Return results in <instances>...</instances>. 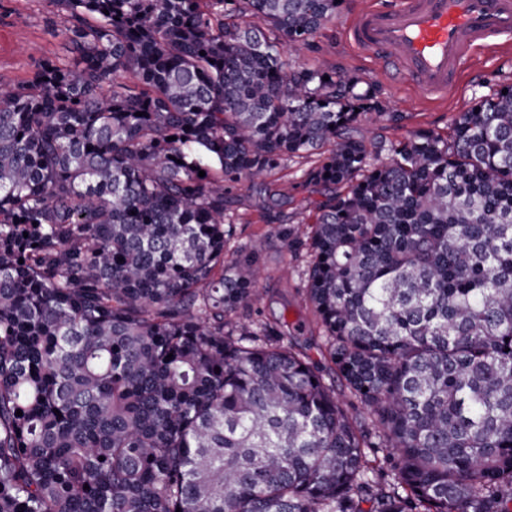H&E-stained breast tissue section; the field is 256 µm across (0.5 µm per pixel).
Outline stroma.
Wrapping results in <instances>:
<instances>
[{"label": "stroma", "instance_id": "stroma-1", "mask_svg": "<svg viewBox=\"0 0 512 512\" xmlns=\"http://www.w3.org/2000/svg\"><path fill=\"white\" fill-rule=\"evenodd\" d=\"M377 2L345 0L336 19L296 58L297 64L303 66L321 62L340 74L377 84L387 111L398 113L400 119L363 121L360 130L365 136L393 141L416 128L446 129L457 113L471 106L476 94L512 84V40L502 38L496 45L474 52L458 88L447 97L424 99L414 86L398 83L383 60L358 49L348 35V22L353 15ZM48 16L45 0H0V84L9 86L28 78L39 60L66 56L65 36ZM280 184L287 198L277 205L268 200L261 179L242 180L227 195L224 216L233 222L234 232L224 245V262L233 264L253 240H264V276L258 283L259 293L265 296L267 308L286 312L289 320L302 324L299 345L311 359L318 360L323 351L321 330L302 295L299 277L306 257L289 251L278 230L279 219L285 216L299 234L308 233L309 213L324 200L325 191L303 184L293 167L288 168Z\"/></svg>", "mask_w": 512, "mask_h": 512}]
</instances>
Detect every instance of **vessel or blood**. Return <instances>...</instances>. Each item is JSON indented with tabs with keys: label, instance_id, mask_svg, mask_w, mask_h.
Masks as SVG:
<instances>
[{
	"label": "vessel or blood",
	"instance_id": "1",
	"mask_svg": "<svg viewBox=\"0 0 512 512\" xmlns=\"http://www.w3.org/2000/svg\"><path fill=\"white\" fill-rule=\"evenodd\" d=\"M349 34L400 79L439 98L456 87L476 49L512 36V0H403L393 10L360 11Z\"/></svg>",
	"mask_w": 512,
	"mask_h": 512
}]
</instances>
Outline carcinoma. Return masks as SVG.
I'll return each instance as SVG.
<instances>
[{
    "label": "carcinoma",
    "mask_w": 512,
    "mask_h": 512,
    "mask_svg": "<svg viewBox=\"0 0 512 512\" xmlns=\"http://www.w3.org/2000/svg\"><path fill=\"white\" fill-rule=\"evenodd\" d=\"M45 2L70 55L0 85V512H512V84L371 151L377 85L289 55L338 0ZM294 159L348 404L247 312L264 241L224 270L226 195Z\"/></svg>",
    "instance_id": "obj_1"
}]
</instances>
